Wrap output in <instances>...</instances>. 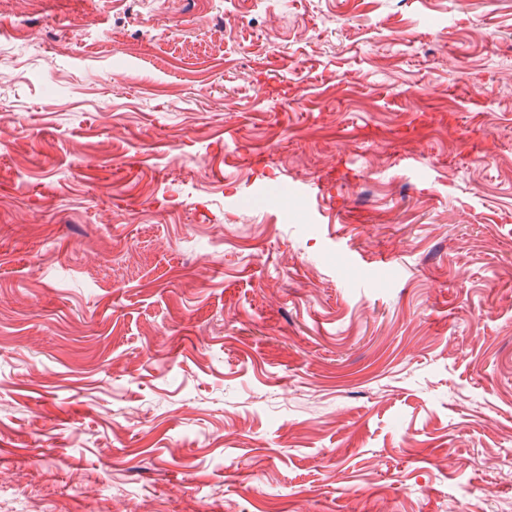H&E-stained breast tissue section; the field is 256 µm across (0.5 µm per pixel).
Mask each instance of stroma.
<instances>
[{
	"label": "stroma",
	"instance_id": "obj_1",
	"mask_svg": "<svg viewBox=\"0 0 512 512\" xmlns=\"http://www.w3.org/2000/svg\"><path fill=\"white\" fill-rule=\"evenodd\" d=\"M511 85L512 0H0V512H512Z\"/></svg>",
	"mask_w": 512,
	"mask_h": 512
}]
</instances>
